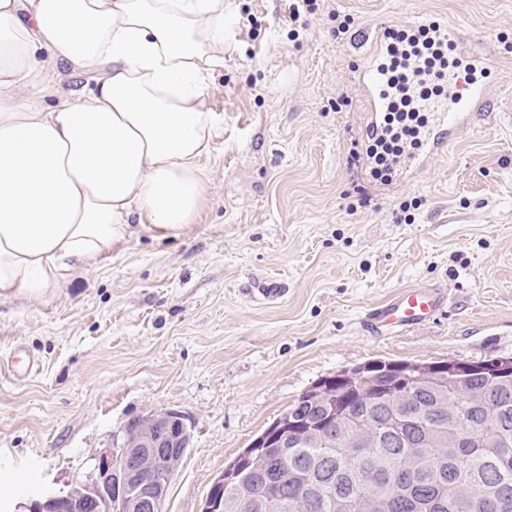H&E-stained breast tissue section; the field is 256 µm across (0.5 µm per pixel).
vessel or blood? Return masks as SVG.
<instances>
[{"instance_id": "b4317fda", "label": "vessel or blood", "mask_w": 512, "mask_h": 512, "mask_svg": "<svg viewBox=\"0 0 512 512\" xmlns=\"http://www.w3.org/2000/svg\"><path fill=\"white\" fill-rule=\"evenodd\" d=\"M372 48L355 81L367 104L365 139L383 136V118L398 104V86H406L417 112H435L439 119L420 146L425 156L447 151L459 128L474 112L495 111L500 126L512 127V104L494 103L487 79V58L447 17L416 18L396 30L380 25L366 32ZM448 291L439 286L398 291L369 309L365 327L382 335L391 327H410L434 318L447 305Z\"/></svg>"}]
</instances>
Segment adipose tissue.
Segmentation results:
<instances>
[{
	"mask_svg": "<svg viewBox=\"0 0 512 512\" xmlns=\"http://www.w3.org/2000/svg\"><path fill=\"white\" fill-rule=\"evenodd\" d=\"M224 16V0H0V297L42 295L130 225L191 222ZM43 46L94 86L61 92Z\"/></svg>",
	"mask_w": 512,
	"mask_h": 512,
	"instance_id": "1",
	"label": "adipose tissue"
}]
</instances>
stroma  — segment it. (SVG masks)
Returning a JSON list of instances; mask_svg holds the SVG:
<instances>
[{
  "instance_id": "obj_1",
  "label": "stroma",
  "mask_w": 512,
  "mask_h": 512,
  "mask_svg": "<svg viewBox=\"0 0 512 512\" xmlns=\"http://www.w3.org/2000/svg\"><path fill=\"white\" fill-rule=\"evenodd\" d=\"M228 0L220 121L191 224H135L45 295L0 297V504L23 481L68 491L128 420L181 411L191 446L166 512H201L225 467L321 379L370 361L512 356V129L477 112L422 170L368 163L354 81L366 46L340 32L447 14L492 52L512 97V0ZM276 281L278 299H258ZM438 284L434 319L372 336L364 312Z\"/></svg>"
}]
</instances>
